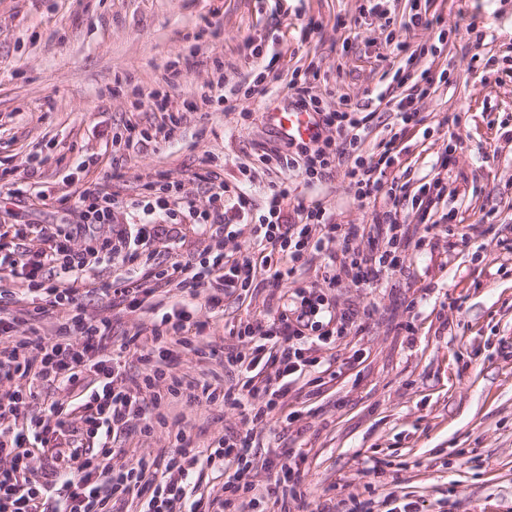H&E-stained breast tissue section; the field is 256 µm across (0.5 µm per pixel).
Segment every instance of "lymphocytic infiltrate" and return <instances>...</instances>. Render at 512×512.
Returning a JSON list of instances; mask_svg holds the SVG:
<instances>
[{
    "label": "lymphocytic infiltrate",
    "instance_id": "f902f5d3",
    "mask_svg": "<svg viewBox=\"0 0 512 512\" xmlns=\"http://www.w3.org/2000/svg\"><path fill=\"white\" fill-rule=\"evenodd\" d=\"M394 81L408 85V93L397 100L400 131L389 132L379 144L374 159L357 157L366 137L371 113L363 109L320 112L322 124L335 129L343 143L334 150L332 141L301 145V175L318 179L331 168L336 155L353 157L347 175L357 200L384 197L396 201V183L387 179L402 142V130L414 122V104L425 91L413 84L407 71H396ZM207 204L187 202L199 228L211 224L224 227L215 236L207 257L176 259L167 266L150 263L146 246L162 232V218L173 215L168 199L173 184L161 187L156 197H144L139 205L147 223L135 230L112 229L100 237L92 234L97 224L112 221V193L108 186L84 189L76 202L86 231L83 242L61 224L40 226L39 246L27 244V225L0 229V272L20 283V308L0 307V512H288L295 497L297 480L287 464L265 459L273 479L263 494H256L247 475L254 466L247 453L254 425L263 423L289 387L309 368L319 365V349L337 337L351 333L352 317L336 316L324 295L295 286L298 272L310 254H322L329 282L350 276L356 283L377 281L382 273L400 263L402 234L393 220H386L385 243L378 255L356 252L355 227L331 223L320 202L297 203V223L281 219L287 190L271 194L266 212L251 228L253 252H225L226 239L234 237V225L224 221L227 188L213 171L203 177ZM135 267L136 279L98 281L100 268L114 261ZM277 284L292 283L294 291L281 305L272 323L246 321L238 337L248 339V352L228 351L224 358L239 369V385L224 388L203 385L206 402L250 413L252 429L239 437H221L207 447H191L183 434L175 445L155 458L128 457L117 440L139 421L140 431L151 434L166 425L163 408L168 399L179 397L183 378L174 369L172 346L199 352L205 325L197 318L199 308L212 316L224 313V296L251 287L256 279ZM98 291L112 307L134 314L145 302L155 300L161 314L153 323L154 343L141 355L142 379L124 375L120 357L112 347V321L87 315L83 294ZM68 312L66 322L54 335H40L36 325L53 314ZM51 391L43 400L40 389ZM80 433L83 441L70 452L67 466L55 464L59 437L66 431ZM50 464L42 478H33L30 460L35 454ZM222 481V495L202 485L204 474Z\"/></svg>",
    "mask_w": 512,
    "mask_h": 512
}]
</instances>
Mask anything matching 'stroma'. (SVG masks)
Instances as JSON below:
<instances>
[{
  "instance_id": "35a3bbf8",
  "label": "stroma",
  "mask_w": 512,
  "mask_h": 512,
  "mask_svg": "<svg viewBox=\"0 0 512 512\" xmlns=\"http://www.w3.org/2000/svg\"><path fill=\"white\" fill-rule=\"evenodd\" d=\"M369 7L368 0H0V170H24L30 154H40L32 189L53 196L20 203L0 194V225L76 223L56 199L96 183L109 186L117 223L141 224L148 182L165 176L201 202V177L213 169L251 201L227 251H251L250 226L281 187L285 219H294L297 201H318L332 223L376 236L379 206L356 200L344 166L312 182L290 171L297 147L265 114L293 101L297 82L326 111L369 106L376 115L362 145L368 156L394 121L377 94L399 95L391 82L399 67L427 71L421 121L391 170L403 187L392 216L413 232L442 230L408 248L397 271L373 286L346 281L331 289L337 314L353 315L362 328L325 351L319 383L297 381L257 428L251 478L266 485L263 461L286 450L311 512H512V0H382L377 14ZM413 17L419 25H410ZM252 38L262 41L260 57L246 47ZM400 41L416 49L414 63L396 51ZM220 78L243 98L235 110L202 102ZM155 95L182 117L174 136L109 147L108 136L128 125L161 123L150 108ZM92 155L98 164L77 171ZM435 179L447 193L419 209L417 188ZM180 219L177 241H153L155 262L209 246L188 214ZM283 293L258 280L247 293L225 295L223 316L200 311L211 355L182 354L186 382H236L224 352L249 345L231 330L246 319L272 320ZM83 305L111 318L114 344L137 336L122 362L127 376L141 374L153 313L124 315L96 293ZM165 413L169 428L148 437L131 424L119 441L128 456L158 455L177 429L203 447L249 426L247 414L186 392ZM373 457L387 466L365 475Z\"/></svg>"
}]
</instances>
